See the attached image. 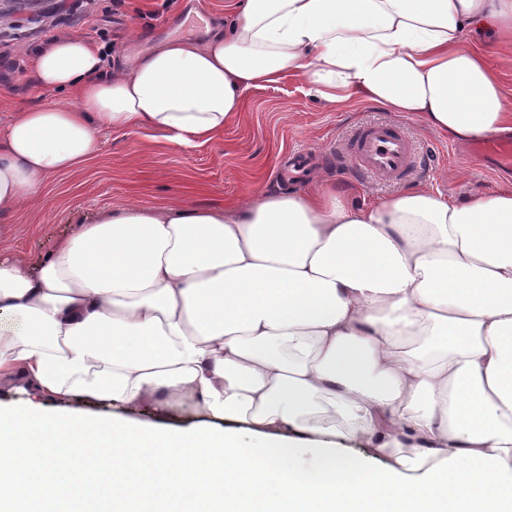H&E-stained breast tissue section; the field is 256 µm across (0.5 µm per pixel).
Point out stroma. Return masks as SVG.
<instances>
[{"instance_id": "1", "label": "stroma", "mask_w": 512, "mask_h": 512, "mask_svg": "<svg viewBox=\"0 0 512 512\" xmlns=\"http://www.w3.org/2000/svg\"><path fill=\"white\" fill-rule=\"evenodd\" d=\"M224 0H96L90 17L63 28L105 47L114 70L161 40H199L204 23L220 18ZM74 94L0 85V123L27 108L74 105ZM397 125L416 153L414 166L392 182L358 171L350 147L373 123ZM464 139L437 131L417 117L359 100L339 105L315 98L305 78L287 73L250 92L245 112L221 138L185 150L162 135L103 133L89 168L53 178L44 199L24 204L0 226V257L51 251L76 225L122 205L160 210L238 204L259 189L313 191L317 175L344 186L354 201L370 203L418 184L458 201L512 187V180L472 160Z\"/></svg>"}]
</instances>
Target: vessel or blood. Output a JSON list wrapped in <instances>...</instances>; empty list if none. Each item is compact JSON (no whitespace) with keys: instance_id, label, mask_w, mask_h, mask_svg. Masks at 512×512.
I'll list each match as a JSON object with an SVG mask.
<instances>
[{"instance_id":"1","label":"vessel or blood","mask_w":512,"mask_h":512,"mask_svg":"<svg viewBox=\"0 0 512 512\" xmlns=\"http://www.w3.org/2000/svg\"><path fill=\"white\" fill-rule=\"evenodd\" d=\"M472 158L490 163L499 171L512 172V134L482 137L468 146ZM414 149L410 141L392 124L366 127L358 136L353 156L359 170L384 180H395L412 164Z\"/></svg>"}]
</instances>
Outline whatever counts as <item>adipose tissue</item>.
Segmentation results:
<instances>
[{
	"label": "adipose tissue",
	"mask_w": 512,
	"mask_h": 512,
	"mask_svg": "<svg viewBox=\"0 0 512 512\" xmlns=\"http://www.w3.org/2000/svg\"><path fill=\"white\" fill-rule=\"evenodd\" d=\"M474 30L512 48V0H230L203 41L110 74L56 39L36 83L79 103L0 125V225L102 133L193 148L288 72L332 104L501 131L512 101ZM177 404L202 422L126 417ZM355 439L378 468L355 472ZM0 512H512V190L121 206L0 259Z\"/></svg>",
	"instance_id": "1"
}]
</instances>
